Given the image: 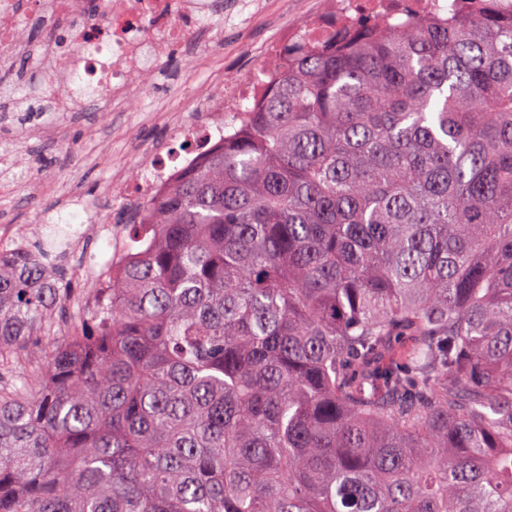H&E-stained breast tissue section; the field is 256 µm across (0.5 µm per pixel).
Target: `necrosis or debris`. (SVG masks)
<instances>
[{
  "instance_id": "obj_1",
  "label": "necrosis or debris",
  "mask_w": 512,
  "mask_h": 512,
  "mask_svg": "<svg viewBox=\"0 0 512 512\" xmlns=\"http://www.w3.org/2000/svg\"><path fill=\"white\" fill-rule=\"evenodd\" d=\"M40 7L39 0L25 6L19 0H0V69L25 56L28 44L18 37L19 16L22 10ZM214 9L215 0H101V20L78 29L69 55H61L49 38L41 42L40 52L61 81L100 86L113 104L123 105L146 88L160 50L184 51L201 30L211 42H222L223 29L209 23ZM455 10L512 21V0H318L304 31L279 29L276 48L265 59L259 79L221 81L197 93L192 114L171 130L170 148L147 158L137 179H117L111 194L131 211L134 221L144 222V203L201 167L208 153L240 128L246 112L262 102L286 66L288 47L342 46L378 19H426Z\"/></svg>"
}]
</instances>
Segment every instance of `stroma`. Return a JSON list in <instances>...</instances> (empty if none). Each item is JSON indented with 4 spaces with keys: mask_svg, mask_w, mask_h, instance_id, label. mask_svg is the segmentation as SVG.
Returning a JSON list of instances; mask_svg holds the SVG:
<instances>
[{
    "mask_svg": "<svg viewBox=\"0 0 512 512\" xmlns=\"http://www.w3.org/2000/svg\"><path fill=\"white\" fill-rule=\"evenodd\" d=\"M236 3L214 19L224 29L222 49L199 39L189 52L165 55L160 75L123 111L90 91L81 96V112L0 111V240L19 233L29 242L54 240L65 278L80 291L93 284L85 260L104 259L129 221L107 192L114 175L140 169L197 89L231 74H256L277 28L302 26L309 17L307 0Z\"/></svg>",
    "mask_w": 512,
    "mask_h": 512,
    "instance_id": "stroma-1",
    "label": "stroma"
}]
</instances>
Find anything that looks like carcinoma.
<instances>
[{"label":"carcinoma","instance_id":"carcinoma-1","mask_svg":"<svg viewBox=\"0 0 512 512\" xmlns=\"http://www.w3.org/2000/svg\"><path fill=\"white\" fill-rule=\"evenodd\" d=\"M287 54L91 301L0 242V512H512V24Z\"/></svg>","mask_w":512,"mask_h":512}]
</instances>
